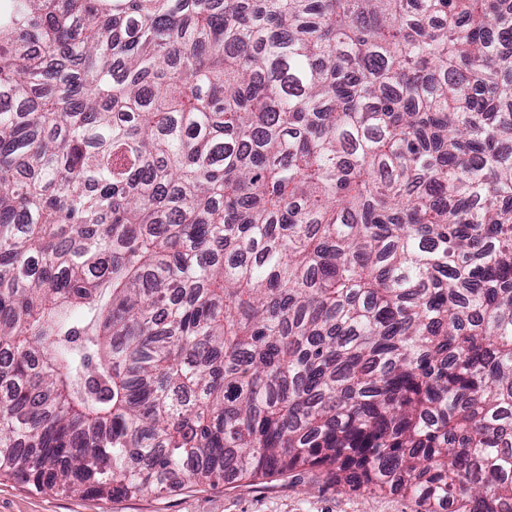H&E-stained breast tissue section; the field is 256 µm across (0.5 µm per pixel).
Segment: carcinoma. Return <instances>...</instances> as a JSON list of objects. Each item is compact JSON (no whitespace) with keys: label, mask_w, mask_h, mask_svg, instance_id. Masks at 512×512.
<instances>
[{"label":"carcinoma","mask_w":512,"mask_h":512,"mask_svg":"<svg viewBox=\"0 0 512 512\" xmlns=\"http://www.w3.org/2000/svg\"><path fill=\"white\" fill-rule=\"evenodd\" d=\"M506 106L512 0H0V474L512 512Z\"/></svg>","instance_id":"1"}]
</instances>
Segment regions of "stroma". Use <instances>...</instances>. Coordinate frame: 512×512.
<instances>
[{"label":"stroma","mask_w":512,"mask_h":512,"mask_svg":"<svg viewBox=\"0 0 512 512\" xmlns=\"http://www.w3.org/2000/svg\"><path fill=\"white\" fill-rule=\"evenodd\" d=\"M0 512H417V506L399 495L353 491L326 482L317 470L300 469L276 481H188L172 493L112 499L81 491L39 492L0 475Z\"/></svg>","instance_id":"obj_1"}]
</instances>
